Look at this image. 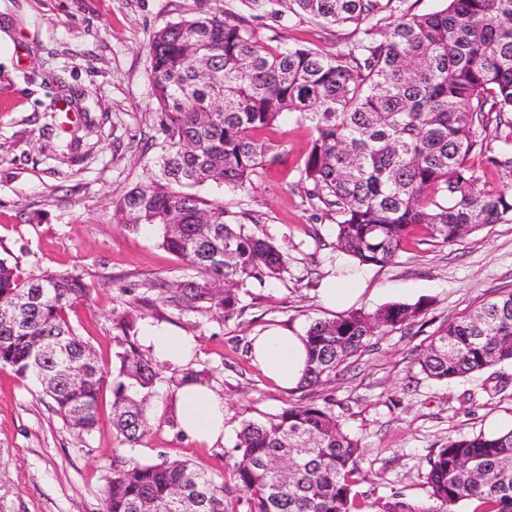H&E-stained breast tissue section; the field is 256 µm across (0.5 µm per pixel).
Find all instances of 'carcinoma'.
Listing matches in <instances>:
<instances>
[{
	"instance_id": "cac0c4a2",
	"label": "carcinoma",
	"mask_w": 512,
	"mask_h": 512,
	"mask_svg": "<svg viewBox=\"0 0 512 512\" xmlns=\"http://www.w3.org/2000/svg\"><path fill=\"white\" fill-rule=\"evenodd\" d=\"M396 0H277L275 13H303L324 25L394 14ZM149 54L156 110L165 116L158 174L126 192L116 212L147 224L160 246L196 272L153 284L179 311L223 317L249 284L288 272V252L225 219L224 205L198 195L215 183L242 190L273 165L279 145L260 134L290 112L314 138L300 173L306 195L336 215V248L362 265L393 261L411 230L453 244L492 224L512 223V181L478 192L469 163L492 129L490 163L512 176V0H443L402 13L381 38L373 28L346 52L261 45L217 14L160 29ZM90 301L71 272L23 274L0 257V366L33 376L55 412L92 434L99 401L112 392V428L135 447L151 428L156 364L132 338L137 317L118 321L117 378L74 328L70 312ZM418 304L351 310L305 333L303 384L326 385L372 337L409 324ZM512 361V291L452 321L419 357L436 381L483 373ZM233 475L246 512H425L394 495L367 506L354 487L361 446L328 408L291 405L236 434ZM424 480L440 512L461 502L473 512H512V429L450 439L428 459ZM224 477L189 460L157 463L114 457L103 512H228Z\"/></svg>"
}]
</instances>
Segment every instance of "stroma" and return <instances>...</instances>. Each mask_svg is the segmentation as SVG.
<instances>
[{"label": "stroma", "mask_w": 512, "mask_h": 512, "mask_svg": "<svg viewBox=\"0 0 512 512\" xmlns=\"http://www.w3.org/2000/svg\"><path fill=\"white\" fill-rule=\"evenodd\" d=\"M203 12L244 25L271 48L300 44L334 54L361 36L353 24L325 27L303 15H277L270 5L255 8L252 0H0V255L15 257L25 273L82 277L91 300L73 309L71 322L104 364H114L123 340L117 321L139 298L151 300L143 322L196 340L185 364L159 366L154 426L133 448L112 428L111 391L101 397L95 432L80 435L35 378L0 367V512H102L101 489L116 453L141 463L189 459L230 474L242 422L301 403L331 408L359 440V493L375 500L397 492L432 512L437 503L422 480L428 458L448 440L512 420V362L496 366L507 385L490 396L484 375L437 382L416 359L448 321L512 290V223L451 245L418 228L391 263L359 265L336 250L333 219L299 183L314 131L293 115L269 131L280 159L251 186L198 190L248 230L286 247L287 274L250 286L218 320L154 303L151 281L189 272L154 234L120 221L115 207L154 170L162 140L149 45L168 23ZM330 280L359 288L354 308L418 302L422 313L374 337L334 384L281 389L253 363L251 338L275 326L301 335L312 322L333 318L319 299ZM190 369L204 372L224 400V438L211 445L187 438L169 414Z\"/></svg>", "instance_id": "obj_1"}]
</instances>
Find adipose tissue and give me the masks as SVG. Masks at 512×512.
<instances>
[{
    "instance_id": "1",
    "label": "adipose tissue",
    "mask_w": 512,
    "mask_h": 512,
    "mask_svg": "<svg viewBox=\"0 0 512 512\" xmlns=\"http://www.w3.org/2000/svg\"><path fill=\"white\" fill-rule=\"evenodd\" d=\"M142 341L160 364L178 365L188 355L192 339L164 328L146 326ZM255 362L283 388L298 386L305 374L307 352L302 337L277 328L254 337ZM177 421L191 438L210 443L224 435V401L211 389L193 383L178 391Z\"/></svg>"
}]
</instances>
